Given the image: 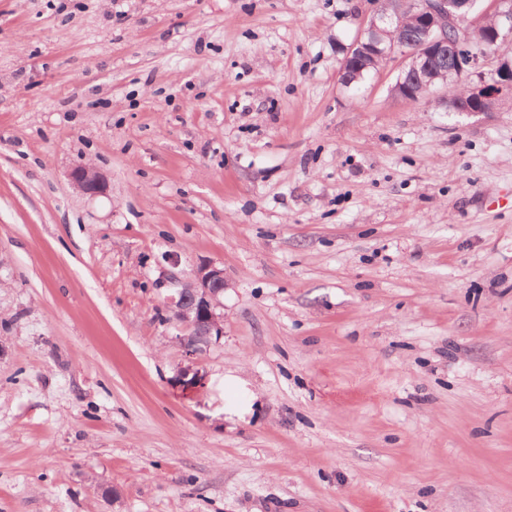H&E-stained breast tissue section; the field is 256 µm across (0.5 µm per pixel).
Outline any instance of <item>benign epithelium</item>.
<instances>
[{"mask_svg":"<svg viewBox=\"0 0 512 512\" xmlns=\"http://www.w3.org/2000/svg\"><path fill=\"white\" fill-rule=\"evenodd\" d=\"M393 13L379 12L372 16L363 37L348 50L342 71L352 69L363 56L384 63L399 57V73H417L426 77L423 87L433 91L448 87V75L439 73L434 63L441 55L453 52L457 72L473 74L479 84L472 87L463 99L456 102L457 112H487L502 90H512V63L505 62L508 46L512 44V0H490V6L478 9V0H389ZM412 15L419 30V41L406 47L393 40H385L389 31L384 25L393 17ZM482 30L484 39L480 49L473 48L470 34ZM492 58L496 65L491 81L476 71L479 61ZM73 180L86 194H98L104 189L99 173L82 167L75 171ZM224 269L214 264L200 265L192 276L181 284L178 298L173 301V318L186 326L189 333L177 337L185 356L194 361L207 344L198 340L204 334L208 339L224 335V317L216 313L224 295Z\"/></svg>","mask_w":512,"mask_h":512,"instance_id":"benign-epithelium-1","label":"benign epithelium"}]
</instances>
